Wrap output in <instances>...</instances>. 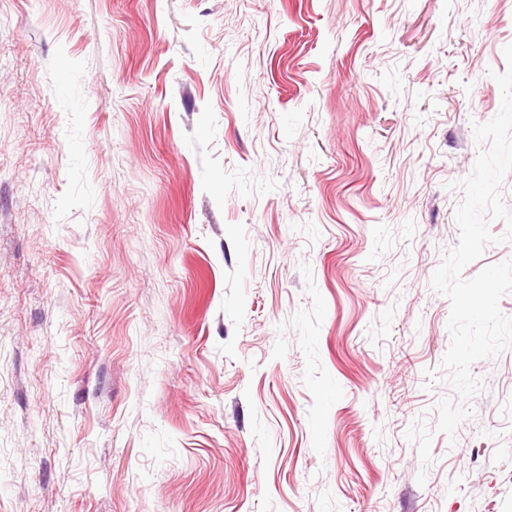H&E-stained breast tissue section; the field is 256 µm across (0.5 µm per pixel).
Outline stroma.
Wrapping results in <instances>:
<instances>
[{
  "label": "stroma",
  "mask_w": 512,
  "mask_h": 512,
  "mask_svg": "<svg viewBox=\"0 0 512 512\" xmlns=\"http://www.w3.org/2000/svg\"><path fill=\"white\" fill-rule=\"evenodd\" d=\"M512 0H0V512H512L455 439L456 182Z\"/></svg>",
  "instance_id": "35a3bbf8"
}]
</instances>
